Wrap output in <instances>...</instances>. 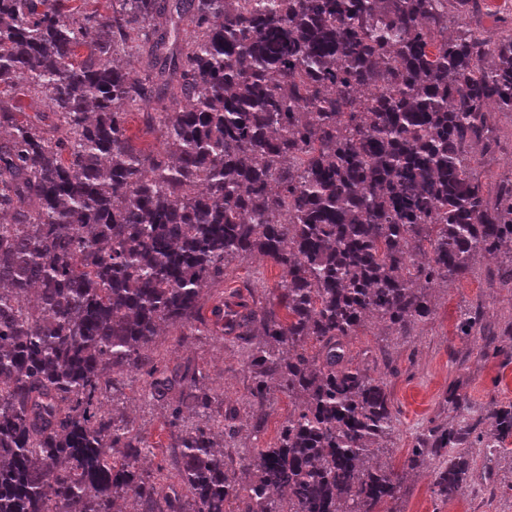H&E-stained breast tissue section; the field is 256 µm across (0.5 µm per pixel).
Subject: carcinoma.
<instances>
[{"instance_id": "cac0c4a2", "label": "carcinoma", "mask_w": 512, "mask_h": 512, "mask_svg": "<svg viewBox=\"0 0 512 512\" xmlns=\"http://www.w3.org/2000/svg\"><path fill=\"white\" fill-rule=\"evenodd\" d=\"M479 0H0V512H379L400 476L369 461L396 422L384 378L350 356L376 321L401 337L429 290L512 254V177L469 147L512 118V19ZM462 21L448 34V17ZM141 59L142 69L125 63ZM29 96L46 112L17 117ZM162 133L145 152L128 118ZM281 270L278 303L239 314L255 408L155 357L164 331L210 336L203 291L236 258ZM483 313L457 323L476 337ZM151 378L174 475L107 400ZM301 397L276 442L241 460L271 385ZM445 402L463 414L466 395ZM479 443L512 444V403L432 425L407 468L433 497L471 491ZM485 4L481 13L475 15L472 19L467 18L466 22L487 32H495L502 24V18L512 14V0H486Z\"/></svg>"}]
</instances>
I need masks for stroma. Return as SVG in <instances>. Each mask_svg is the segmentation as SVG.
<instances>
[{
  "label": "stroma",
  "mask_w": 512,
  "mask_h": 512,
  "mask_svg": "<svg viewBox=\"0 0 512 512\" xmlns=\"http://www.w3.org/2000/svg\"><path fill=\"white\" fill-rule=\"evenodd\" d=\"M497 263L478 259L470 278L436 289L433 297L435 316L415 338L406 344L391 336L380 325L360 330L352 345L355 362H365L366 351H386L393 369L385 376L397 413L396 429L385 448L378 453L380 462L402 473L401 492L389 502V512H512V453L503 454L493 464L495 500H488L485 487H476L468 497L444 504L434 499L427 473L403 469L414 433L430 422H447L449 412L440 402L449 387L466 394L476 411L484 414L497 403L512 401V362L500 358H485L472 343L462 340L456 332L461 312L481 308L487 320L503 326L512 316V295L498 288L488 277ZM280 270L268 263L251 258H238L229 263L223 283L203 294L205 308H212L228 297L245 304H274L280 294ZM161 350H171V365L193 364L207 370L210 377L223 384L228 400L244 402L249 384L248 373L242 366L243 351L235 336L223 341L163 335L157 341ZM144 379L129 382L123 392L113 397V406L134 419L151 441L169 444L171 436L163 426L164 409L149 401ZM294 403L287 394L274 392L264 430L243 429L237 448L253 452L273 445L280 425L293 411Z\"/></svg>",
  "instance_id": "stroma-1"
}]
</instances>
